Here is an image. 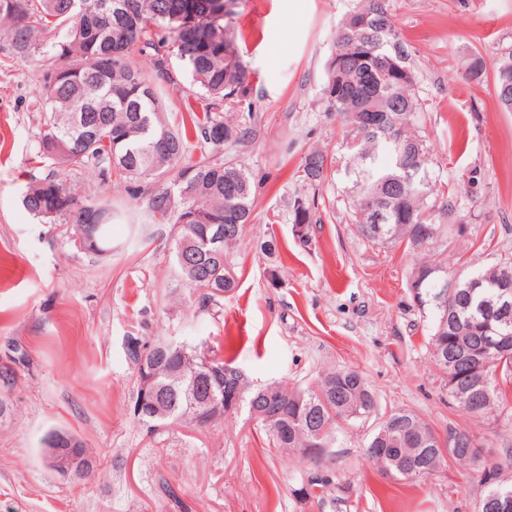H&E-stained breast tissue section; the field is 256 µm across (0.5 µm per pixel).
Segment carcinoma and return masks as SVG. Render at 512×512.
I'll use <instances>...</instances> for the list:
<instances>
[{"instance_id": "obj_1", "label": "carcinoma", "mask_w": 512, "mask_h": 512, "mask_svg": "<svg viewBox=\"0 0 512 512\" xmlns=\"http://www.w3.org/2000/svg\"><path fill=\"white\" fill-rule=\"evenodd\" d=\"M178 0H0V26L13 54L42 63L38 103L45 112L36 159L48 168L30 183L23 195L25 209L50 224L73 223L69 205L113 218L108 196H79L66 176L93 171L107 184L116 178L133 195L144 194L150 214L164 215V223L180 226L174 244V263L181 277L205 305L231 292L237 282L232 259L249 223L255 200L252 174L233 160L208 148L231 146L246 127L228 112L253 115L246 92L251 72L243 62L231 23L224 20L222 0H190L194 21L176 17ZM152 57L154 73L141 69L134 58ZM207 96L202 112H189L190 122L170 126L161 115L159 86L174 78L168 58ZM335 57L345 64L346 90L325 84L328 106L345 123L344 148L348 174L356 191L351 213L362 240L375 244H403L412 252L431 248L444 235L436 209L455 210L456 191L436 193L427 162L429 148L417 130L419 108L414 97L415 73L393 21L392 0H358L338 23ZM496 99L512 111V60H504L494 74ZM381 117L374 127L349 118L355 110ZM224 129V140L212 138ZM303 181L321 185L332 170L328 154L315 150L301 163ZM374 208L390 217L377 235L359 213ZM293 223L307 227L321 223L314 197L291 203ZM224 228L219 253L193 258L184 242ZM111 223L90 228L99 250L111 246ZM435 266L426 262L410 273L418 309L432 313L429 344L442 371L445 390L466 413L499 422L512 418V347L491 354L483 364L467 359L449 363L466 347L480 351L512 337V313L488 320L483 305L497 302L498 285L512 280V256H500L487 269L457 277L458 288L440 306ZM158 394L166 424H196L197 405L207 394L204 370L196 347L160 359ZM284 393L275 425L261 423L278 448H306L309 434L326 428L324 440L336 442L340 423L363 420L375 406L374 393L356 370L324 372L304 389L279 385ZM456 437L440 445L438 433L419 415L396 409L369 440L368 447L385 449L384 465L403 480L434 474L447 459L469 462L484 487L477 512H497L498 496L512 495V452L489 461L475 453L477 437L448 426Z\"/></svg>"}]
</instances>
